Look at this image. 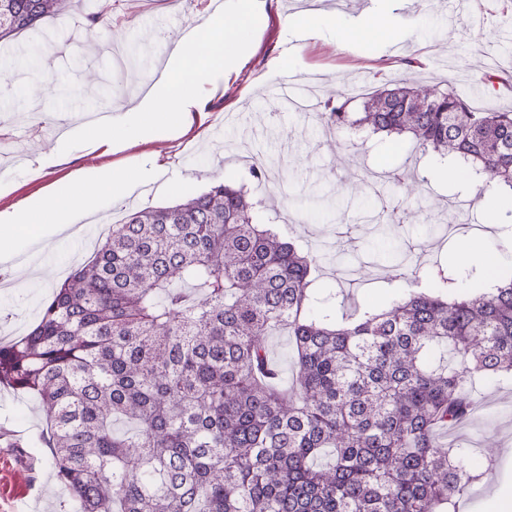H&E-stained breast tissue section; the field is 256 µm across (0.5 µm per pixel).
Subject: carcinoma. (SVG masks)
I'll return each mask as SVG.
<instances>
[{
    "label": "carcinoma",
    "mask_w": 512,
    "mask_h": 512,
    "mask_svg": "<svg viewBox=\"0 0 512 512\" xmlns=\"http://www.w3.org/2000/svg\"><path fill=\"white\" fill-rule=\"evenodd\" d=\"M68 2L0 0V42ZM353 99L336 90L321 120L406 135L512 191V110L478 112L446 81L405 79L360 112ZM404 195L388 222L424 210L415 186ZM282 206L218 182L135 211L0 344V385L38 400L76 512H445L476 479L436 430L468 415L475 376L512 371V275L450 298L443 274L339 322L336 295L313 288L320 256L259 222ZM277 331L295 349L286 389ZM269 345L271 357L279 370L283 386H290L294 374V360L291 338L287 333L277 332L270 336Z\"/></svg>",
    "instance_id": "carcinoma-1"
}]
</instances>
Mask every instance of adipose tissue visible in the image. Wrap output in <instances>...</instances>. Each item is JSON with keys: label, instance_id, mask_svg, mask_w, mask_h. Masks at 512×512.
Returning a JSON list of instances; mask_svg holds the SVG:
<instances>
[{"label": "adipose tissue", "instance_id": "1", "mask_svg": "<svg viewBox=\"0 0 512 512\" xmlns=\"http://www.w3.org/2000/svg\"><path fill=\"white\" fill-rule=\"evenodd\" d=\"M266 3L235 0L231 10L218 8L203 17L195 28L196 39L176 43L172 48L163 72L149 82L134 117L112 115L83 128L86 148L109 154L152 139L160 128L191 126L196 115L204 112L208 96L223 90L221 73L247 61L249 35ZM391 17L387 11L348 24L336 15L312 11L293 20L292 26L305 39L320 37L325 29L338 30L340 48L348 49L369 38L392 40ZM141 185L138 170L104 169L78 176L69 193L54 192L27 204L20 212L0 213V265L15 266L16 247L21 241L40 244L46 236L62 232L77 236V223L95 209L102 193H112L116 198L130 196Z\"/></svg>", "mask_w": 512, "mask_h": 512}]
</instances>
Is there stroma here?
<instances>
[{
	"label": "stroma",
	"instance_id": "stroma-1",
	"mask_svg": "<svg viewBox=\"0 0 512 512\" xmlns=\"http://www.w3.org/2000/svg\"><path fill=\"white\" fill-rule=\"evenodd\" d=\"M103 0H76L66 13L41 30L20 34L13 54H0V180L11 190L0 196V211L21 209L48 191H68L69 181L91 166L131 167L150 174L163 163L171 185L149 183L140 195L124 200L104 195L94 218L83 220L77 240L50 236L44 248L21 247L20 261L33 273L17 276L0 270V339L25 335L35 324L43 300L90 258L107 232L132 210L194 196L216 181L241 187L256 199L276 185L286 198L291 219L284 231L301 250L317 255L344 249L346 270L391 260L389 243L380 239L378 218L394 205V195L367 190L348 207L337 198L350 192V169L377 172L401 166L414 176L421 194L431 197L427 214L406 220L399 229L404 251L428 287L439 269L460 267L463 237L512 261V217L505 208L490 215L475 187L447 177L446 162L421 155L409 138H382L364 132L324 127L318 103L335 79L356 93L371 92L380 80L418 76L422 81H451L467 91L480 112L512 110V0H404L395 9V39L369 40L353 50L339 49L335 31L317 44L286 42V25L305 11L310 0H267L266 14L250 38V58L212 98L204 115L187 130L161 129L151 141L103 156L86 154L79 135L90 113L126 112L141 96L156 61L166 59L184 29L209 0H188L175 12L167 0H110L111 32L97 37L89 17ZM390 62L383 79H375L377 59ZM418 61V69L404 65ZM98 85H89L88 74ZM299 84L303 108L292 110L281 98V85ZM45 112L59 113L52 124ZM276 161L268 184L246 177L256 147ZM54 151L70 154L67 164L35 174L30 160ZM342 153L349 168L334 165ZM331 264L315 273L316 284L341 286L337 316L387 308L408 287L385 280L381 270L354 283H336ZM473 410L465 422L448 429L441 443L469 449L480 479L457 504L456 512H484L499 491L512 492V374L478 379L469 387ZM0 425L18 447L0 439V512H58L60 494L52 478L51 450L41 434L45 420L36 399L0 388Z\"/></svg>",
	"mask_w": 512,
	"mask_h": 512
}]
</instances>
